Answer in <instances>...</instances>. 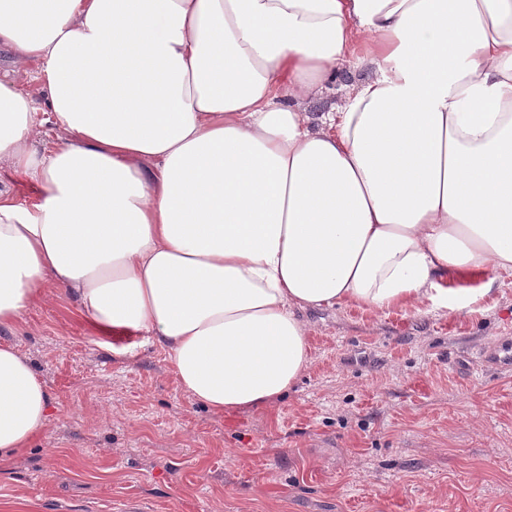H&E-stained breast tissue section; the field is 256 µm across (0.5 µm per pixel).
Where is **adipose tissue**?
Instances as JSON below:
<instances>
[{
  "mask_svg": "<svg viewBox=\"0 0 512 512\" xmlns=\"http://www.w3.org/2000/svg\"><path fill=\"white\" fill-rule=\"evenodd\" d=\"M0 327L53 280L167 350L187 397L273 408L302 310L461 312L512 276V0H0ZM341 107L306 105L363 67ZM52 397L0 345V462ZM8 72L11 79L25 92H28L36 101L41 99L39 83L35 80L37 65L31 64L26 69L17 70L13 64L10 52L0 49V74ZM9 173L5 167L0 169V187L11 190L17 202L23 205H31L35 202L37 197L35 188L22 180L10 178Z\"/></svg>",
  "mask_w": 512,
  "mask_h": 512,
  "instance_id": "adipose-tissue-1",
  "label": "adipose tissue"
}]
</instances>
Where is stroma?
<instances>
[{
    "instance_id": "1",
    "label": "stroma",
    "mask_w": 512,
    "mask_h": 512,
    "mask_svg": "<svg viewBox=\"0 0 512 512\" xmlns=\"http://www.w3.org/2000/svg\"><path fill=\"white\" fill-rule=\"evenodd\" d=\"M0 344L53 398L0 464V506L32 512H512V277L468 314L430 305L303 311L312 363L271 410L217 413L168 354L107 337L52 281Z\"/></svg>"
}]
</instances>
